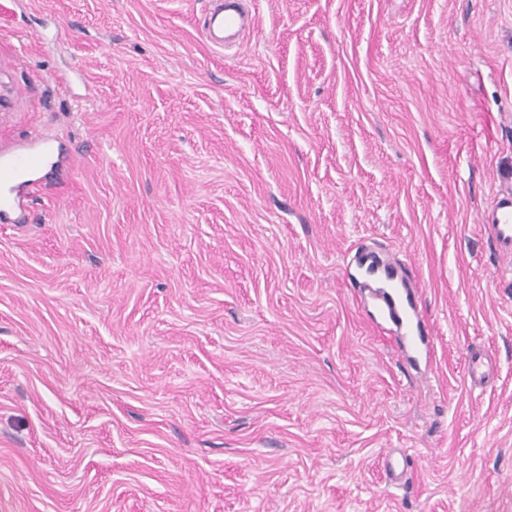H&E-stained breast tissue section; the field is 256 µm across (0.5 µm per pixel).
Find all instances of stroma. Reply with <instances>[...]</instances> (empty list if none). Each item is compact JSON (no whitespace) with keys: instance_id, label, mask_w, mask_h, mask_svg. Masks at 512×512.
<instances>
[{"instance_id":"35a3bbf8","label":"stroma","mask_w":512,"mask_h":512,"mask_svg":"<svg viewBox=\"0 0 512 512\" xmlns=\"http://www.w3.org/2000/svg\"><path fill=\"white\" fill-rule=\"evenodd\" d=\"M208 4L0 0V512H512V0ZM210 3L203 24L207 38L218 37L220 33L233 37L251 27L252 14L239 0H214ZM41 162L40 156L29 153H14L0 161V182L9 187L8 194L0 195V220L15 213V194L11 189L17 184L19 177L25 172L37 169ZM484 224L495 251L512 258V192L500 196L492 205ZM400 286L404 287V284L396 283L391 285L389 290L383 292V300L388 311L389 317L399 324L408 323L413 318H418V313L415 311L416 304L415 300L405 292V298L399 291ZM489 365L482 352H471L466 361V375L471 384L482 383L488 374Z\"/></svg>"}]
</instances>
